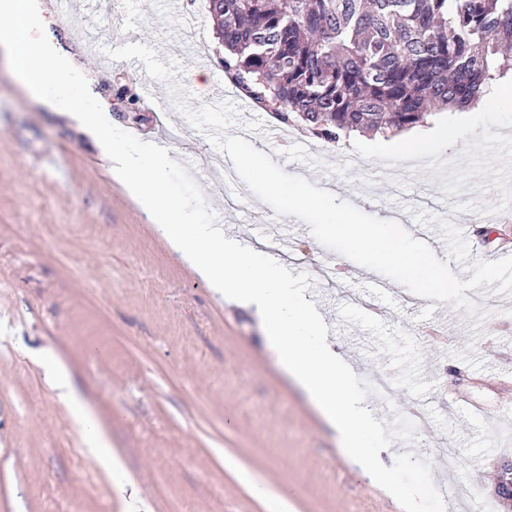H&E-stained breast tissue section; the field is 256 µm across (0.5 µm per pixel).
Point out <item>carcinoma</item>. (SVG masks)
I'll return each instance as SVG.
<instances>
[{"mask_svg":"<svg viewBox=\"0 0 512 512\" xmlns=\"http://www.w3.org/2000/svg\"><path fill=\"white\" fill-rule=\"evenodd\" d=\"M224 73L335 142L479 105L512 76V0H215Z\"/></svg>","mask_w":512,"mask_h":512,"instance_id":"cac0c4a2","label":"carcinoma"}]
</instances>
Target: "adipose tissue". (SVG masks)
Masks as SVG:
<instances>
[{
	"mask_svg": "<svg viewBox=\"0 0 512 512\" xmlns=\"http://www.w3.org/2000/svg\"><path fill=\"white\" fill-rule=\"evenodd\" d=\"M49 376L57 387L60 397L70 404L76 422L87 439L95 459L111 470H120L122 461L119 455L113 451L107 434L94 420L83 401L71 389L66 366L58 361L53 362L49 369Z\"/></svg>",
	"mask_w": 512,
	"mask_h": 512,
	"instance_id": "ef3b65f1",
	"label": "adipose tissue"
}]
</instances>
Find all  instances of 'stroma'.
<instances>
[{
	"mask_svg": "<svg viewBox=\"0 0 512 512\" xmlns=\"http://www.w3.org/2000/svg\"><path fill=\"white\" fill-rule=\"evenodd\" d=\"M169 0H97L95 21L111 42L150 47L171 40ZM194 20L180 39L208 58L178 54L190 105L208 103L227 78L208 0H188ZM60 41L93 84L111 122L194 164L193 177L226 236L246 246L287 236L279 259L312 276L307 300L329 328L327 342L364 381L390 375L392 395L369 394L379 419L421 406L427 429L414 444L381 451L385 466L407 451L432 463L447 512H503L491 489L512 459V295L482 286L487 315L421 298L387 281L375 320L363 310L372 270L321 245L309 225L275 216L229 172L217 196L205 170L224 160L180 114L166 81L139 60L103 62L88 49L84 9L62 18L44 8ZM233 136L258 143L285 172L333 191L362 211L428 240L412 216L456 224L471 259L512 255V223H476L478 211L512 214V102L438 112L460 136L416 162L382 148V136L327 142L298 123L284 142L264 143L271 113L235 88ZM112 163L65 113L31 100L0 47V512H125V488L148 512H267L265 497L289 490L288 512H403L358 465L337 432L279 364L255 306L220 298L162 235ZM336 270L333 280L319 271ZM108 433L125 464L109 474L89 456L68 406L47 379L52 360Z\"/></svg>",
	"mask_w": 512,
	"mask_h": 512,
	"instance_id": "35a3bbf8",
	"label": "stroma"
}]
</instances>
